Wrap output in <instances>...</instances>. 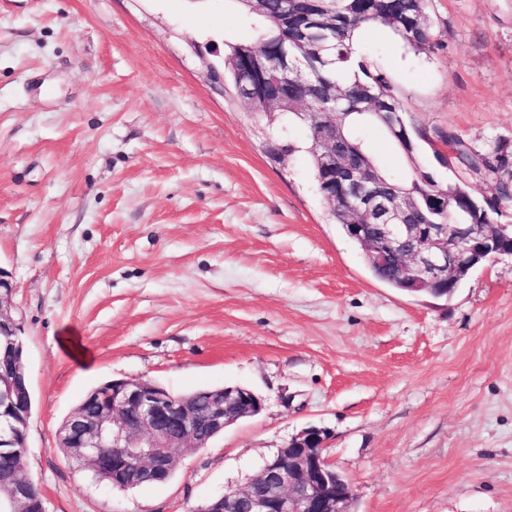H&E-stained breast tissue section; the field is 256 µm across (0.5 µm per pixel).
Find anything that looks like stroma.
Instances as JSON below:
<instances>
[{
	"label": "stroma",
	"instance_id": "stroma-1",
	"mask_svg": "<svg viewBox=\"0 0 512 512\" xmlns=\"http://www.w3.org/2000/svg\"><path fill=\"white\" fill-rule=\"evenodd\" d=\"M433 47L364 31L439 184L454 133L512 152V0H428ZM256 26L233 0H0V268L34 409L25 473L48 512H188L308 427L354 512H512V255L448 297L376 279L305 155L287 166L214 76ZM76 338L94 358L82 369ZM240 385L257 416L120 490L57 448L108 379Z\"/></svg>",
	"mask_w": 512,
	"mask_h": 512
}]
</instances>
